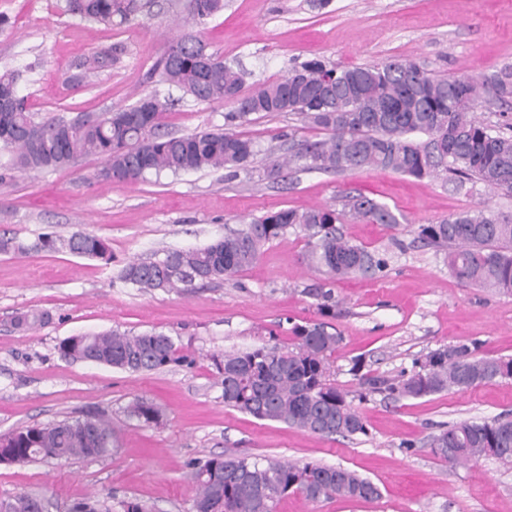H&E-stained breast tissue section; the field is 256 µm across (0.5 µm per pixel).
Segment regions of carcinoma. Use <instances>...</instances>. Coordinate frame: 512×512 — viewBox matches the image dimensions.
Masks as SVG:
<instances>
[{"mask_svg":"<svg viewBox=\"0 0 512 512\" xmlns=\"http://www.w3.org/2000/svg\"><path fill=\"white\" fill-rule=\"evenodd\" d=\"M142 5L139 0H67V10L92 23L123 25ZM224 9V0H190V10L204 23ZM208 44L186 34L170 46L158 71L161 81L208 104H230L224 127L174 136L162 131L165 105L146 95L135 104L73 119L35 121L18 95V75L0 73V181L13 171L43 172L73 166L86 155L103 160L93 180L137 183L150 175H174L224 168L235 174L257 153L255 142L232 127L261 112H286L326 132L304 140L284 156L269 155L263 176L278 180L284 170L347 173L390 170L414 178L449 176L456 187L479 182L492 192L512 193V123L488 124L473 112L487 100L512 104V64L483 76L437 77L417 61L393 58L354 67H329L318 59L296 64L288 76L242 91L240 71L214 59L200 67L198 49ZM110 47L76 64L74 82L119 59ZM394 227L398 216L384 203L362 193L341 196V208L313 206L281 209L202 247L169 249L153 261H133L113 282L141 292L188 294L200 284L233 277L256 263L264 247L292 231L304 239V259L329 282L387 270L388 254L351 241L339 228L345 220ZM418 239L448 249V270L464 286L512 294V218L492 210H468L416 228ZM50 252L112 264L109 242L81 228L63 237L44 233L32 243L0 235L1 255ZM320 319L290 329V343L262 345L221 356L224 406L257 420L284 423L321 437L368 435L362 414L347 394L330 383V360L343 336L328 319L336 318L334 290L308 289ZM49 321L46 312L21 313L17 329ZM60 357L129 372H151L173 364L189 365L171 337L116 330L69 336L58 344ZM428 367L387 380H365L372 393L394 400L418 399L445 391L466 392L512 377V358L477 354V347L449 346L431 352ZM130 414L145 423L160 417L143 398ZM494 448V457L512 460V418L491 422L459 421L444 426L430 442L433 455L452 464L477 461ZM112 430L101 418L86 417L31 426L0 436V458L25 464L38 459L67 461L110 453ZM197 486L192 512H225L234 502L239 512H277L279 502L296 494L311 503L332 499L373 502L380 487L342 466L282 462L241 456H213L193 467ZM41 499L26 494L4 501L7 512H40Z\"/></svg>","mask_w":512,"mask_h":512,"instance_id":"1","label":"carcinoma"}]
</instances>
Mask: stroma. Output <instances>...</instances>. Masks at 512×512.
<instances>
[{
  "label": "stroma",
  "mask_w": 512,
  "mask_h": 512,
  "mask_svg": "<svg viewBox=\"0 0 512 512\" xmlns=\"http://www.w3.org/2000/svg\"><path fill=\"white\" fill-rule=\"evenodd\" d=\"M65 0H0L9 19L0 31V71L19 73L18 94L36 120L124 108L145 95L165 101L164 129L185 135L223 126L225 104H202L161 83L156 66L183 34L200 35L226 64L240 70L244 92L319 58L351 67L412 58L435 75L488 74L512 63V0H224L219 14L198 23L189 0H146L120 26L91 24L67 12ZM121 47L112 67L76 86V61L101 48ZM259 153L237 175L211 169L148 177L137 184L92 181L101 167L90 155L74 167L0 182V233L24 241L45 232L65 235L76 225L109 240L113 262L67 253L0 255V435L87 414L108 421L112 451L66 462L0 463V500L41 497L48 512H70L89 496L101 512H124L137 500L150 512H190L193 464L226 454L340 465L376 483L375 502L312 504L291 495L278 512H512V465L484 457L451 465L430 440L442 425L512 416V378L464 393L443 392L397 402L362 387L350 367L393 378L432 351L477 345L479 354L512 357V296L461 285L446 251L423 245L417 225L484 207L512 217V195L482 184L455 189L445 177L416 179L376 170L333 174L292 170L286 180L263 179L269 153L286 154L324 131L288 114L250 115L239 126ZM387 204L398 226L348 223L345 233L387 251L379 277L352 276L333 288L340 305L334 324L343 343L332 380L356 403L368 433L321 438L225 407L216 356L289 340L294 323L317 319L308 287L323 275L302 259L295 233L269 243L261 259L235 277L188 295L143 293L113 285L131 260L192 249L241 224L285 208L339 205L345 192ZM47 311L50 323L12 328L20 312ZM118 330L156 331L190 355L192 366L128 372L60 358L69 336ZM138 398L162 412L158 423L131 417Z\"/></svg>",
  "instance_id": "35a3bbf8"
}]
</instances>
